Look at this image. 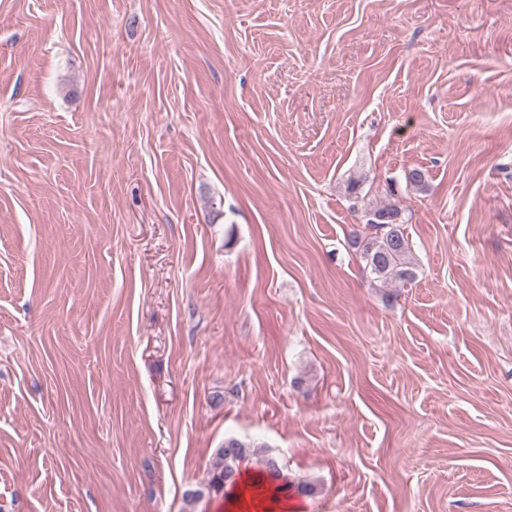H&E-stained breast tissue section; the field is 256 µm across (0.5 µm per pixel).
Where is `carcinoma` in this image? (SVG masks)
I'll return each instance as SVG.
<instances>
[{
    "label": "carcinoma",
    "instance_id": "1",
    "mask_svg": "<svg viewBox=\"0 0 512 512\" xmlns=\"http://www.w3.org/2000/svg\"><path fill=\"white\" fill-rule=\"evenodd\" d=\"M365 217L366 227L372 233L364 238L355 237L350 242V246L360 253L365 268L376 281L386 285L413 282L416 279V268L403 227L402 209L395 203L367 207ZM250 455L256 456L257 471L268 479L273 499L278 501L292 491L303 495L314 492L311 484L296 485L289 481L278 462L270 457L256 455L251 443L228 438L214 450L207 482L185 492V512H194L195 504L211 493L229 495L239 477L241 462Z\"/></svg>",
    "mask_w": 512,
    "mask_h": 512
}]
</instances>
